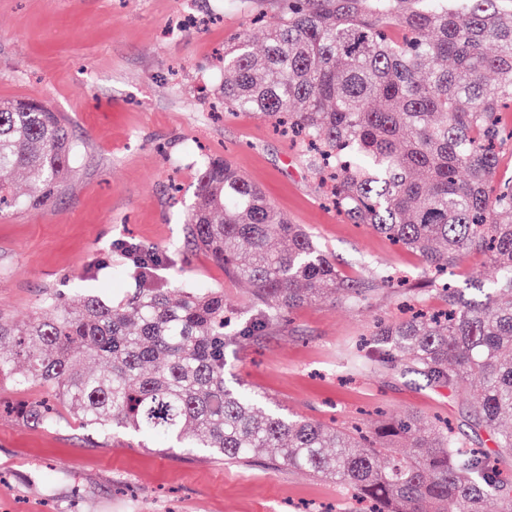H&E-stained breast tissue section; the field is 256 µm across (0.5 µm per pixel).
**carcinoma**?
<instances>
[{"instance_id": "carcinoma-1", "label": "carcinoma", "mask_w": 512, "mask_h": 512, "mask_svg": "<svg viewBox=\"0 0 512 512\" xmlns=\"http://www.w3.org/2000/svg\"><path fill=\"white\" fill-rule=\"evenodd\" d=\"M253 48L224 46V107L272 119L317 145L308 170L327 177L337 209L447 273L472 252L493 277L468 288L429 281L442 315L379 321L374 372L406 367L468 400L473 426L512 457V178L495 192L498 124L512 104V0H281ZM70 124L41 102L0 100V211L49 205L74 158ZM23 176L26 192L11 193ZM188 234L249 289L253 338L305 304L358 305L391 285L339 273L315 236L291 223L231 162L197 177ZM135 271L159 262L123 247ZM227 301L218 288L147 286L124 300L57 293L19 323L0 320V374L54 389L83 425L161 439L165 448L243 460L271 449L282 463L336 479L361 512H512V479L447 424L407 414L372 432L272 411L267 397L224 381ZM102 361L89 371L83 364ZM55 422L44 402L15 407Z\"/></svg>"}]
</instances>
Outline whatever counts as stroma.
<instances>
[{"instance_id":"35a3bbf8","label":"stroma","mask_w":512,"mask_h":512,"mask_svg":"<svg viewBox=\"0 0 512 512\" xmlns=\"http://www.w3.org/2000/svg\"><path fill=\"white\" fill-rule=\"evenodd\" d=\"M185 15L203 26L179 27ZM251 20L238 0H0V100L45 102L71 122L76 153L53 204L0 213V319H28L49 292L70 302L81 293L123 298L137 283L123 270L119 240L163 254L149 284L223 289L232 324L249 318L246 288L187 241L184 199L207 156L260 186L343 275L386 270L424 287L420 257L339 213L298 144L265 119L216 112L224 47ZM415 306L392 288L356 307L297 308L265 336L237 340L224 378L328 426L367 430L410 413L469 432L471 407L454 389L369 367L375 321ZM49 395L0 376V512H350L336 480L268 455L224 461L144 448L84 428L60 403L52 425L10 411Z\"/></svg>"}]
</instances>
